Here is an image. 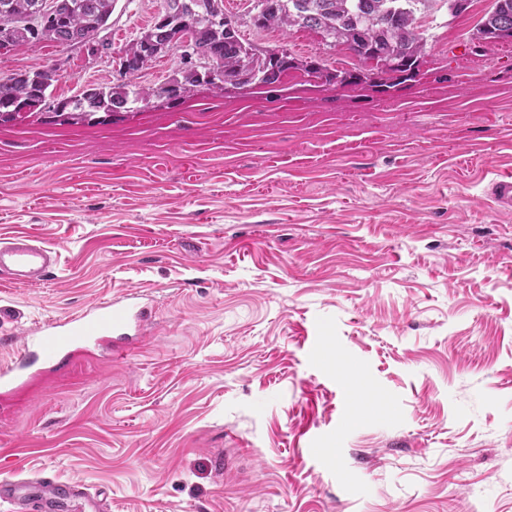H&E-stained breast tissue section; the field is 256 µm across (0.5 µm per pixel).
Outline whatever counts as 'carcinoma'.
I'll list each match as a JSON object with an SVG mask.
<instances>
[{
    "mask_svg": "<svg viewBox=\"0 0 512 512\" xmlns=\"http://www.w3.org/2000/svg\"><path fill=\"white\" fill-rule=\"evenodd\" d=\"M36 2L0 0V35L14 28L12 46L45 41L40 32L34 34L26 27L16 29ZM202 2L207 10H218L220 22L201 24L186 12L177 13L164 27L152 25L140 36L167 39L175 47L181 37H189L196 54L212 59L206 71L199 74L184 65L158 89L130 82L89 84L86 89L93 90L89 97L82 93L70 97L54 95V65L16 71L0 77V122H13L25 115L23 108L34 97L62 107L55 116L78 122L90 120L99 112L133 111L139 104H149L153 97L178 101L200 86L218 89L222 82L238 89L269 86L291 71L313 74L328 84H369L391 89L415 80L424 62L426 38L419 32L418 13L431 0H258V12L251 21L259 29H323L328 36L327 46L347 48L362 63L369 57H384L396 63L393 68L366 71L332 70L317 56L300 59L284 48L277 52L263 49L241 38L237 20L224 14L223 0ZM114 8L115 0H53L45 25L55 28L63 21L79 25L90 17L96 29L107 30ZM480 36L483 40L478 45L486 47L512 40V0H494L492 9L473 33L475 39Z\"/></svg>",
    "mask_w": 512,
    "mask_h": 512,
    "instance_id": "cac0c4a2",
    "label": "carcinoma"
}]
</instances>
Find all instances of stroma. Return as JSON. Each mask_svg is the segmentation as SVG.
Masks as SVG:
<instances>
[{"instance_id": "1", "label": "stroma", "mask_w": 512, "mask_h": 512, "mask_svg": "<svg viewBox=\"0 0 512 512\" xmlns=\"http://www.w3.org/2000/svg\"><path fill=\"white\" fill-rule=\"evenodd\" d=\"M493 0L428 11L420 76L386 92L292 72L137 112L0 124V240L60 254L0 279V361L36 323L137 290L152 327L0 391V480L104 494L106 512H512V43ZM240 34L357 67L310 29ZM165 0H116L105 50L56 95L110 83ZM226 459L219 470L218 459ZM483 35L484 41L477 38ZM473 40L480 46H494L512 40V0H494L492 9L481 20L473 33ZM58 264V253L32 237L16 236L0 241V278L12 284L40 283Z\"/></svg>"}]
</instances>
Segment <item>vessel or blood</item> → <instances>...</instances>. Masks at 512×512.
I'll return each mask as SVG.
<instances>
[{
	"label": "vessel or blood",
	"instance_id": "vessel-or-blood-1",
	"mask_svg": "<svg viewBox=\"0 0 512 512\" xmlns=\"http://www.w3.org/2000/svg\"><path fill=\"white\" fill-rule=\"evenodd\" d=\"M59 264L56 251L29 236L0 241V278L28 286L46 279ZM152 314L137 291L28 329L13 358L0 363V389L14 390L47 371H59L90 347L117 346L145 335Z\"/></svg>",
	"mask_w": 512,
	"mask_h": 512
}]
</instances>
